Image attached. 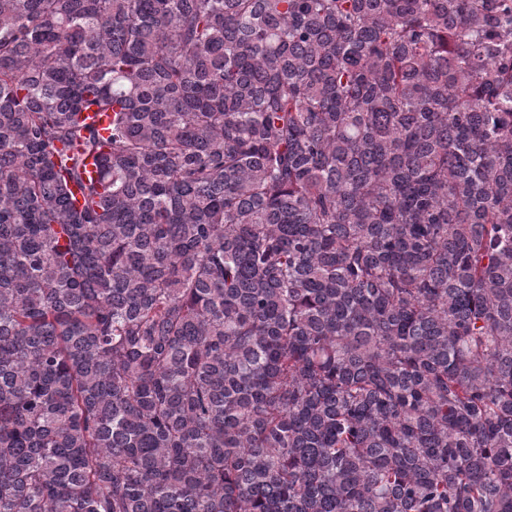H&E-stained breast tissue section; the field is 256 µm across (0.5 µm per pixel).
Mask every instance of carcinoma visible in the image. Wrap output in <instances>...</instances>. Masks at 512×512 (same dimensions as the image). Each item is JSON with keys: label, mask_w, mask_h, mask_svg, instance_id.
<instances>
[{"label": "carcinoma", "mask_w": 512, "mask_h": 512, "mask_svg": "<svg viewBox=\"0 0 512 512\" xmlns=\"http://www.w3.org/2000/svg\"><path fill=\"white\" fill-rule=\"evenodd\" d=\"M0 512H512V0H0Z\"/></svg>", "instance_id": "obj_1"}]
</instances>
